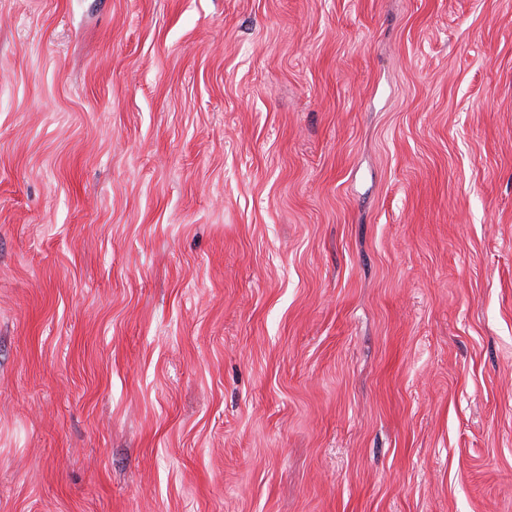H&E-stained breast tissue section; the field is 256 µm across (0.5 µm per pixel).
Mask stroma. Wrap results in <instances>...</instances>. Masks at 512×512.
<instances>
[{
	"mask_svg": "<svg viewBox=\"0 0 512 512\" xmlns=\"http://www.w3.org/2000/svg\"><path fill=\"white\" fill-rule=\"evenodd\" d=\"M0 512H512V0H0Z\"/></svg>",
	"mask_w": 512,
	"mask_h": 512,
	"instance_id": "35a3bbf8",
	"label": "stroma"
}]
</instances>
